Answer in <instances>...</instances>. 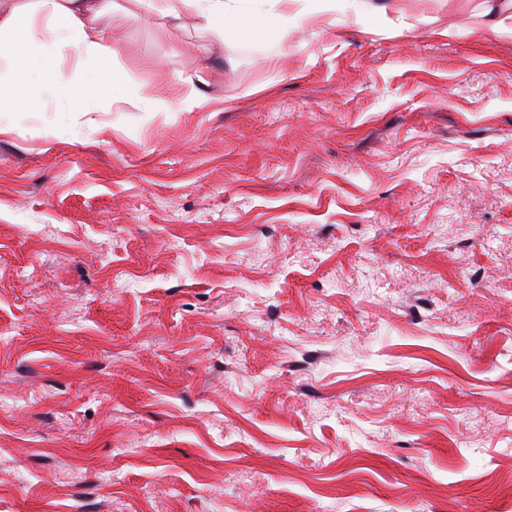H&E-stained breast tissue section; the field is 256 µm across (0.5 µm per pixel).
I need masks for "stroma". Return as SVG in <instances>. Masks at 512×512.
<instances>
[{
	"label": "stroma",
	"mask_w": 512,
	"mask_h": 512,
	"mask_svg": "<svg viewBox=\"0 0 512 512\" xmlns=\"http://www.w3.org/2000/svg\"><path fill=\"white\" fill-rule=\"evenodd\" d=\"M288 9L0 136V512H512V0Z\"/></svg>",
	"instance_id": "obj_1"
}]
</instances>
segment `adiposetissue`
<instances>
[{"mask_svg":"<svg viewBox=\"0 0 512 512\" xmlns=\"http://www.w3.org/2000/svg\"><path fill=\"white\" fill-rule=\"evenodd\" d=\"M134 16L151 20L193 15L216 39L257 28L287 32L304 27L307 13L257 12L255 0H129ZM114 0H0V134L10 116L25 111L30 98L66 115L92 112L98 89L108 111H119L130 95L125 74L113 68L112 37L101 20ZM72 60L73 76L63 64Z\"/></svg>","mask_w":512,"mask_h":512,"instance_id":"1","label":"adipose tissue"}]
</instances>
